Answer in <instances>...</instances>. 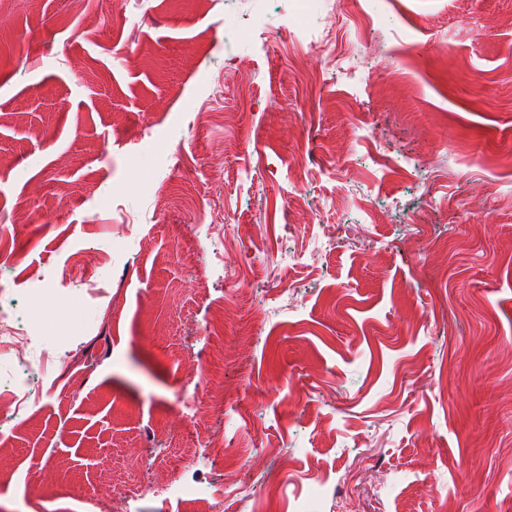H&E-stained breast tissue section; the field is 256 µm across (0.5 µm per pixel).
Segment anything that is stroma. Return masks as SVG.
<instances>
[{
  "label": "stroma",
  "instance_id": "35a3bbf8",
  "mask_svg": "<svg viewBox=\"0 0 512 512\" xmlns=\"http://www.w3.org/2000/svg\"><path fill=\"white\" fill-rule=\"evenodd\" d=\"M334 3L0 0V307L49 357L0 512H170L201 351L250 393L203 478L265 512H512V0Z\"/></svg>",
  "mask_w": 512,
  "mask_h": 512
}]
</instances>
